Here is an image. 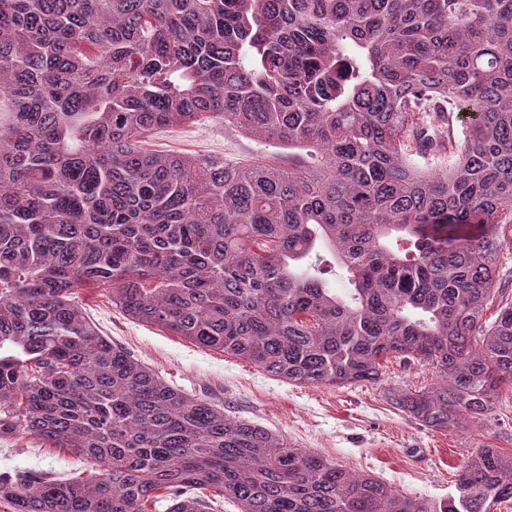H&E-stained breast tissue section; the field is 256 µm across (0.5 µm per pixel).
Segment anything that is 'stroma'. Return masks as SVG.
I'll use <instances>...</instances> for the list:
<instances>
[{"mask_svg":"<svg viewBox=\"0 0 512 512\" xmlns=\"http://www.w3.org/2000/svg\"><path fill=\"white\" fill-rule=\"evenodd\" d=\"M146 151L229 161L287 160L286 146L225 132L212 118L155 132ZM78 301L101 335L111 338L170 385L223 406L225 414L259 424L298 448L314 450L348 470L368 473L404 494L442 500L473 448L512 453V400L497 405L481 427L441 432L420 425L392 401L404 387L434 381L421 364H394L378 384L346 388L300 386L254 363L204 349L155 325L134 321L112 303L106 288H83ZM34 470L93 478L91 465L37 436H0V472Z\"/></svg>","mask_w":512,"mask_h":512,"instance_id":"obj_1","label":"stroma"}]
</instances>
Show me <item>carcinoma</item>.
<instances>
[{"label":"carcinoma","mask_w":512,"mask_h":512,"mask_svg":"<svg viewBox=\"0 0 512 512\" xmlns=\"http://www.w3.org/2000/svg\"><path fill=\"white\" fill-rule=\"evenodd\" d=\"M203 117L288 165L138 146ZM511 248L512 0H0V436L96 471L0 474V512H501L512 455L404 495L170 386L77 292L296 385L416 361L395 404L462 432L512 396Z\"/></svg>","instance_id":"1"}]
</instances>
